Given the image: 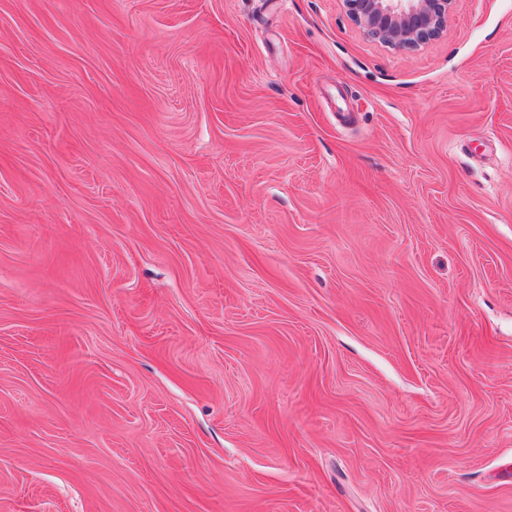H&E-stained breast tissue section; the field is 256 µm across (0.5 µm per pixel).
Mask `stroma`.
<instances>
[{
  "label": "stroma",
  "mask_w": 512,
  "mask_h": 512,
  "mask_svg": "<svg viewBox=\"0 0 512 512\" xmlns=\"http://www.w3.org/2000/svg\"><path fill=\"white\" fill-rule=\"evenodd\" d=\"M0 512H512V0H0ZM368 37L389 46L417 48L447 28L454 0H344Z\"/></svg>",
  "instance_id": "stroma-1"
}]
</instances>
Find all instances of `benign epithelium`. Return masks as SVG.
Wrapping results in <instances>:
<instances>
[{"instance_id": "7a95c632", "label": "benign epithelium", "mask_w": 512, "mask_h": 512, "mask_svg": "<svg viewBox=\"0 0 512 512\" xmlns=\"http://www.w3.org/2000/svg\"><path fill=\"white\" fill-rule=\"evenodd\" d=\"M368 37L389 46L417 48L447 28L454 0H344Z\"/></svg>"}]
</instances>
